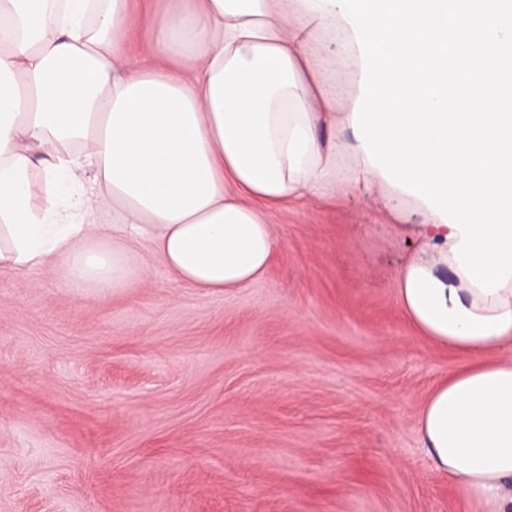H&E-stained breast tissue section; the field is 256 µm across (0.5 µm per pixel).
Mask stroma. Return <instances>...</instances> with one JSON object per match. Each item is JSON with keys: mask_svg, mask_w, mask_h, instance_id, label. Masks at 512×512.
<instances>
[{"mask_svg": "<svg viewBox=\"0 0 512 512\" xmlns=\"http://www.w3.org/2000/svg\"><path fill=\"white\" fill-rule=\"evenodd\" d=\"M192 0H129L128 46ZM327 92L353 49L317 51ZM366 185L268 212L266 275H145L101 298L0 270V512H479L432 474L421 406L456 365L396 301L411 244Z\"/></svg>", "mask_w": 512, "mask_h": 512, "instance_id": "obj_1", "label": "stroma"}]
</instances>
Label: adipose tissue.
Masks as SVG:
<instances>
[{"label":"adipose tissue","mask_w":512,"mask_h":512,"mask_svg":"<svg viewBox=\"0 0 512 512\" xmlns=\"http://www.w3.org/2000/svg\"><path fill=\"white\" fill-rule=\"evenodd\" d=\"M126 2L0 0L1 270L48 268L105 296L140 276L144 240L175 283L221 293L262 278L280 247L264 206L369 181L391 210L360 141L318 135L331 102L311 48L338 6L197 0L153 18L132 56ZM419 212L396 227L415 244L397 303L462 359L422 406L419 440L463 499L512 512V280L480 292L453 258L459 230Z\"/></svg>","instance_id":"obj_1"}]
</instances>
